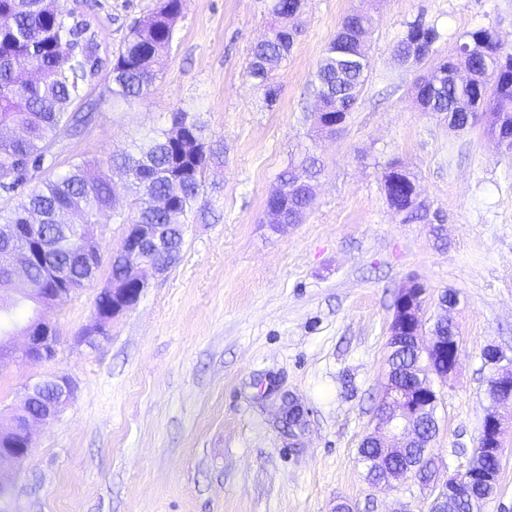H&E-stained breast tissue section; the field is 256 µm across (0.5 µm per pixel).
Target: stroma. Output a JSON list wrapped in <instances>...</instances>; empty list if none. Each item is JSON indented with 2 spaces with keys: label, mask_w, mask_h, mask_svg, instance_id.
<instances>
[{
  "label": "stroma",
  "mask_w": 512,
  "mask_h": 512,
  "mask_svg": "<svg viewBox=\"0 0 512 512\" xmlns=\"http://www.w3.org/2000/svg\"><path fill=\"white\" fill-rule=\"evenodd\" d=\"M157 0H59L79 9L115 54L132 19ZM357 0H306L302 33L272 80L273 106L246 75L271 23V0H184L171 55L152 94L113 100L107 73L87 83L92 121L59 139L44 173L101 160L190 113L224 143L216 216L188 224L181 256L146 271L136 306L96 347L78 343L106 285L124 225L103 214L95 278L46 309L60 336L42 365L0 364V416L42 376H66L73 398L33 430L0 512H428L433 487L369 484L357 448L374 425L385 380L396 293L415 279L427 320L458 326L460 357L439 388L433 453L447 473L467 466L490 407L486 346L512 350V157L483 125L457 131L421 112L414 86L429 65L401 63L394 46L423 19L438 55L494 28L512 48V0H378L370 70L336 133L314 123L313 75ZM314 148L323 167L302 223L277 229L266 200L291 158ZM415 178L419 202L442 222L406 220L381 180L389 161ZM457 304L442 310L443 292ZM295 396L309 425L289 437L280 421Z\"/></svg>",
  "instance_id": "obj_1"
}]
</instances>
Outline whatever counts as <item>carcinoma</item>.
Segmentation results:
<instances>
[{
  "label": "carcinoma",
  "instance_id": "1",
  "mask_svg": "<svg viewBox=\"0 0 512 512\" xmlns=\"http://www.w3.org/2000/svg\"><path fill=\"white\" fill-rule=\"evenodd\" d=\"M361 0L343 18L336 36L328 42L315 72V95L326 111L350 112L367 80L370 67L366 37L375 19L368 3ZM304 0H272L275 24L251 51L247 76L264 91L265 101H277L279 87L269 82L272 70L288 60L300 29L294 20ZM181 0H159L148 16L135 20L117 53L113 55L108 80L112 98L124 102L147 98L158 80L164 57L170 54ZM94 36L75 29L56 0H0V128L13 127L20 135L0 137V166L16 159L41 168L59 135H77L92 120V113L75 105L85 100V60L97 48ZM512 61L506 49L488 28L467 33L453 57L431 67L423 78L425 89L416 99L421 111L446 117L452 127L465 123L458 103L479 94L475 82L493 72L501 59ZM452 68L465 71V85L437 80V72ZM486 131L492 137L512 134V80L503 79L485 98ZM224 163V146L205 133L188 113H174L172 126L148 141L110 154L102 161L69 164L60 173H50L39 184L17 193L8 209L0 210V225L18 229L0 239V333L10 330L21 315L31 318L35 305L26 288H77L98 270L86 255L100 247L98 217L114 209L116 192L112 171L126 177L128 210L114 216L123 224H149L171 241L164 258L175 263L184 243L185 224L193 215L214 211L220 185L206 183V174ZM313 196L295 189L288 198V221L298 223ZM398 211L414 210L409 193L399 188L387 197ZM28 265L27 280L12 274L16 261ZM384 389L411 377L416 383L432 382L429 369L415 349L393 348L387 357ZM435 437H417L398 455L402 470H424L433 462ZM380 439L371 432L360 442L357 453L366 479L375 484L383 474L376 459L382 454ZM481 470L494 474L492 483L479 482L480 490L465 502L448 504L447 512H469L476 499L499 495L501 466L488 457L478 459Z\"/></svg>",
  "mask_w": 512,
  "mask_h": 512
}]
</instances>
